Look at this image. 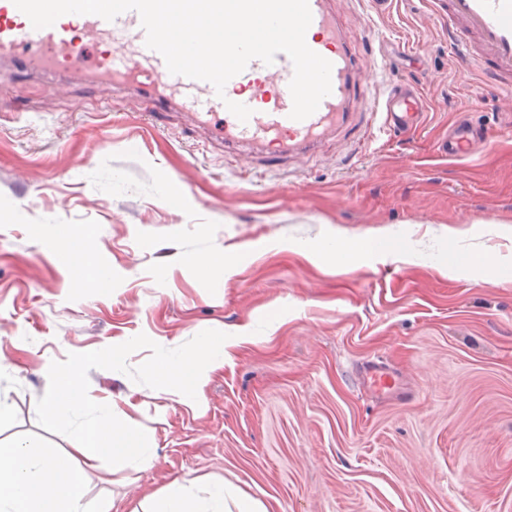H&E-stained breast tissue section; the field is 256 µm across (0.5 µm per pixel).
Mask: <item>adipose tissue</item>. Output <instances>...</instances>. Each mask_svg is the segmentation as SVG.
Segmentation results:
<instances>
[{"label":"adipose tissue","instance_id":"adipose-tissue-1","mask_svg":"<svg viewBox=\"0 0 512 512\" xmlns=\"http://www.w3.org/2000/svg\"><path fill=\"white\" fill-rule=\"evenodd\" d=\"M71 269L93 287L109 284L108 272L93 264L84 253L79 235L66 226L56 227L51 237ZM306 252L324 262L337 259L350 265L363 264L371 252L367 241L340 239L307 246ZM223 337L204 336L198 346L175 358L158 361L154 371L165 387L184 400H199L209 371L222 368L227 355ZM84 399L81 370L71 367L56 377L50 397L39 408L48 421L72 423ZM78 448L59 455L45 447L23 443L0 444V512H115L114 501L105 500L89 510L84 499L83 476L97 468L104 456H112L137 469L152 466L155 449L135 444L124 430L122 417L112 405L99 407L96 419L81 429ZM143 512H267L254 500L224 486L207 487L203 496L189 494L184 480L173 481L147 502Z\"/></svg>","mask_w":512,"mask_h":512}]
</instances>
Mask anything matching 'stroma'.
I'll return each mask as SVG.
<instances>
[{
  "label": "stroma",
  "mask_w": 512,
  "mask_h": 512,
  "mask_svg": "<svg viewBox=\"0 0 512 512\" xmlns=\"http://www.w3.org/2000/svg\"><path fill=\"white\" fill-rule=\"evenodd\" d=\"M333 7L367 62L355 124L275 160L226 156L190 113L153 114L133 89L0 62V441L69 450L109 402L156 450L145 470L102 460L86 502L134 512L187 477L271 512H512V95L468 71L444 0ZM399 82L426 109L387 131L375 110ZM465 121L485 144L448 157ZM36 225L82 233L109 286L77 277ZM339 237L388 249L336 267L302 252ZM487 251L498 264L466 266ZM224 253L222 278L195 264ZM240 333L201 404L160 385L159 359ZM375 362L394 392L368 386ZM75 365L84 404L56 428L37 404Z\"/></svg>",
  "instance_id": "stroma-1"
}]
</instances>
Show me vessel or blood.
Wrapping results in <instances>:
<instances>
[{"instance_id": "b4317fda", "label": "vessel or blood", "mask_w": 512, "mask_h": 512, "mask_svg": "<svg viewBox=\"0 0 512 512\" xmlns=\"http://www.w3.org/2000/svg\"><path fill=\"white\" fill-rule=\"evenodd\" d=\"M308 3L310 27L318 36L307 45L331 62L332 90L318 109L301 121L290 116L289 83L294 66L286 54H276L270 65L251 60L228 81V88L243 90L240 102L251 110L249 119L242 122L226 108L212 84L170 74L163 57L146 47V33L133 10L110 22L97 15L80 16L81 30L76 33L70 15L61 16L53 26L36 29L13 0H0V58L16 59L28 72L66 68L134 86L161 107L193 113L222 147L245 143L258 152L283 156L320 147L329 134L348 122V105L364 89L359 62L330 0ZM446 6L455 41L472 59L489 62L499 87L512 90V0H446ZM106 37L126 39L128 46L117 54L104 55L98 44ZM383 111L384 125L391 130L421 119L424 102L413 94L398 98L390 93ZM480 140L476 127L458 125L447 153L471 154Z\"/></svg>"}]
</instances>
